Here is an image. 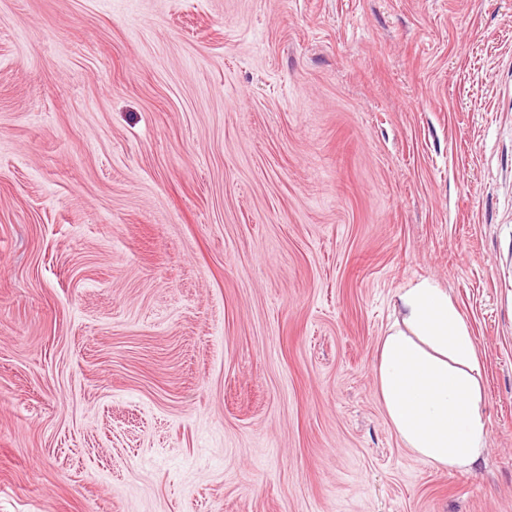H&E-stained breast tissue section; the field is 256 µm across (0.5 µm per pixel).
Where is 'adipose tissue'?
I'll return each mask as SVG.
<instances>
[{
	"instance_id": "ef3b65f1",
	"label": "adipose tissue",
	"mask_w": 512,
	"mask_h": 512,
	"mask_svg": "<svg viewBox=\"0 0 512 512\" xmlns=\"http://www.w3.org/2000/svg\"><path fill=\"white\" fill-rule=\"evenodd\" d=\"M379 345V397L402 444L443 470H463L487 439L472 330L447 291L423 279L396 295Z\"/></svg>"
}]
</instances>
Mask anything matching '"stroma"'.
<instances>
[{"instance_id": "35a3bbf8", "label": "stroma", "mask_w": 512, "mask_h": 512, "mask_svg": "<svg viewBox=\"0 0 512 512\" xmlns=\"http://www.w3.org/2000/svg\"><path fill=\"white\" fill-rule=\"evenodd\" d=\"M422 279L463 471L378 396ZM0 512H512V0H0ZM395 306L375 369L389 422L420 461L465 470L487 439L472 330L448 292L429 279L402 288Z\"/></svg>"}]
</instances>
